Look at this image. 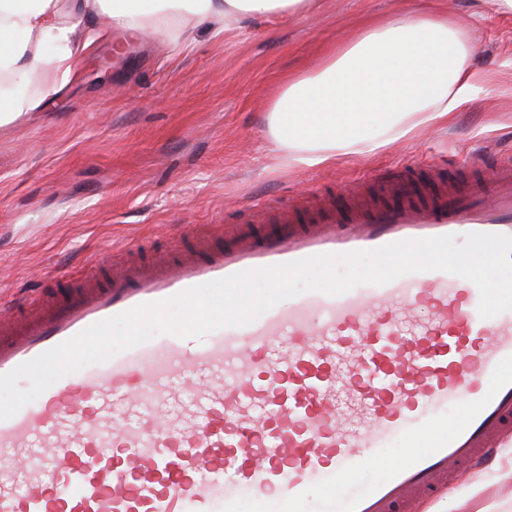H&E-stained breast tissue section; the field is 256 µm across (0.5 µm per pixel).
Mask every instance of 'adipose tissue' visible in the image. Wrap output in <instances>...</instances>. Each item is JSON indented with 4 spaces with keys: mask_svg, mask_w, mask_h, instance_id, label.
Masks as SVG:
<instances>
[{
    "mask_svg": "<svg viewBox=\"0 0 512 512\" xmlns=\"http://www.w3.org/2000/svg\"><path fill=\"white\" fill-rule=\"evenodd\" d=\"M308 0H0V126L49 110L88 50L112 28L131 39L186 42L194 24L215 33L284 16ZM472 47L447 21L424 17L376 27L330 54L316 75L288 77L269 124L278 150L299 166H325L448 119L469 100L480 73ZM39 79L40 96L26 85Z\"/></svg>",
    "mask_w": 512,
    "mask_h": 512,
    "instance_id": "adipose-tissue-1",
    "label": "adipose tissue"
}]
</instances>
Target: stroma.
I'll return each instance as SVG.
<instances>
[{
  "label": "stroma",
  "mask_w": 512,
  "mask_h": 512,
  "mask_svg": "<svg viewBox=\"0 0 512 512\" xmlns=\"http://www.w3.org/2000/svg\"><path fill=\"white\" fill-rule=\"evenodd\" d=\"M430 6L463 25L483 75L459 112L331 166L282 160L268 108L283 79L315 73L330 50ZM482 149L512 154V14L481 0H311L246 35L214 38L198 26L184 45L115 29L50 111L0 128V306L138 245L159 255L192 232H224L266 200L312 210L356 179L381 202L389 176L412 180L443 159L458 171ZM427 512H512V446L456 476Z\"/></svg>",
  "instance_id": "35a3bbf8"
}]
</instances>
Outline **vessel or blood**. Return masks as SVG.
<instances>
[{
    "label": "vessel or blood",
    "instance_id": "obj_1",
    "mask_svg": "<svg viewBox=\"0 0 512 512\" xmlns=\"http://www.w3.org/2000/svg\"><path fill=\"white\" fill-rule=\"evenodd\" d=\"M470 186L358 201L307 220L255 206L236 234L170 257L45 281L38 313L0 312V374L140 304L258 267L412 238L512 236V162L472 158ZM477 286L412 273L332 296L306 291L244 327L156 336L65 375L0 421V512H420L452 471H477L512 440V311L480 318ZM457 408L449 416V408ZM400 460L363 480L392 444ZM20 471V481L9 472ZM320 499H313L314 489Z\"/></svg>",
    "mask_w": 512,
    "mask_h": 512
}]
</instances>
